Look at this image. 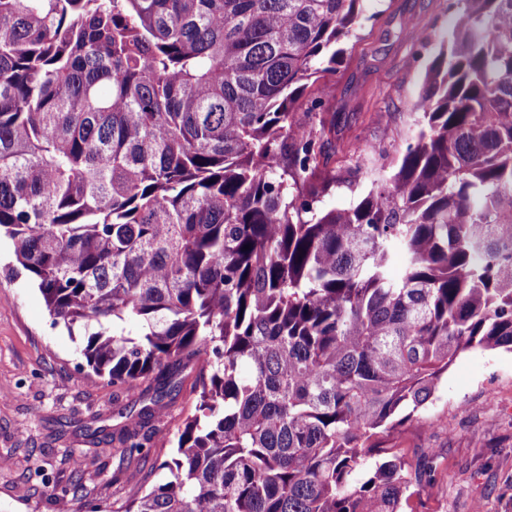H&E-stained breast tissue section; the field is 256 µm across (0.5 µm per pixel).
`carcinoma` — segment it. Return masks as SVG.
Returning a JSON list of instances; mask_svg holds the SVG:
<instances>
[{
	"mask_svg": "<svg viewBox=\"0 0 512 512\" xmlns=\"http://www.w3.org/2000/svg\"><path fill=\"white\" fill-rule=\"evenodd\" d=\"M362 2L0 0L8 274L139 406L88 436L139 464L196 371L120 512H402L436 461L390 430L461 353L512 352V0H448L414 134L327 208L338 116L324 85L297 109ZM344 176L354 181L356 179L357 187H354L355 192H352L347 187H342L336 193L326 200V207L328 208H347L350 207L356 199L357 194L363 190L365 183L363 179L356 178L354 174H344Z\"/></svg>",
	"mask_w": 512,
	"mask_h": 512,
	"instance_id": "obj_1",
	"label": "carcinoma"
}]
</instances>
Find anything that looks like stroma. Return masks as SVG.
I'll list each match as a JSON object with an SVG mask.
<instances>
[{
	"label": "stroma",
	"mask_w": 512,
	"mask_h": 512,
	"mask_svg": "<svg viewBox=\"0 0 512 512\" xmlns=\"http://www.w3.org/2000/svg\"><path fill=\"white\" fill-rule=\"evenodd\" d=\"M366 15L335 74L331 109L336 160L355 148L394 152L410 124L425 67L439 49L436 31L448 22V0H364ZM13 245L0 239V512H56V494L68 485L72 460L84 469L87 503L117 512L129 485L146 466L121 467L111 444L89 443L86 427L120 421L107 380L91 376L82 339L58 327L26 277L2 273ZM181 392L140 440L151 457L168 458L170 442L190 411ZM392 439L408 466L421 451L438 457L435 478L406 512H512V353L474 349L449 368L432 403Z\"/></svg>",
	"instance_id": "1"
}]
</instances>
